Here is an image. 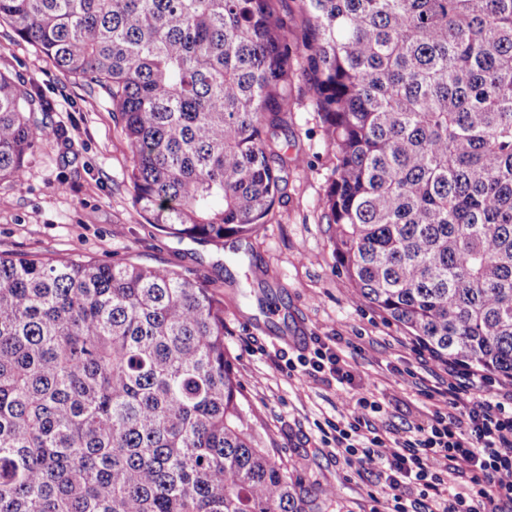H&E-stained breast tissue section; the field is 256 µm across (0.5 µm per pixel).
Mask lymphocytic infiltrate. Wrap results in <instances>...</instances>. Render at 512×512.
Here are the masks:
<instances>
[{
  "label": "lymphocytic infiltrate",
  "mask_w": 512,
  "mask_h": 512,
  "mask_svg": "<svg viewBox=\"0 0 512 512\" xmlns=\"http://www.w3.org/2000/svg\"><path fill=\"white\" fill-rule=\"evenodd\" d=\"M312 342L311 354L289 363V372L353 384L331 338ZM450 374L439 407L404 436L371 429L383 407L368 394L354 399L340 419L319 424L350 472L374 469L384 477L386 495L373 512H512V396L501 395L488 377L456 367ZM452 473L464 484L451 492Z\"/></svg>",
  "instance_id": "1"
}]
</instances>
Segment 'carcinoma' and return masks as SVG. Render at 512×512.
<instances>
[{
	"instance_id": "1",
	"label": "carcinoma",
	"mask_w": 512,
	"mask_h": 512,
	"mask_svg": "<svg viewBox=\"0 0 512 512\" xmlns=\"http://www.w3.org/2000/svg\"><path fill=\"white\" fill-rule=\"evenodd\" d=\"M0 0V25L102 92L133 203L246 240L286 185L296 74L336 165L324 219L355 300L442 362L512 382V0ZM0 71V181L47 112ZM224 300L164 266L0 254V512H316L255 432Z\"/></svg>"
}]
</instances>
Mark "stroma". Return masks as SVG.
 Masks as SVG:
<instances>
[{
    "instance_id": "35a3bbf8",
    "label": "stroma",
    "mask_w": 512,
    "mask_h": 512,
    "mask_svg": "<svg viewBox=\"0 0 512 512\" xmlns=\"http://www.w3.org/2000/svg\"><path fill=\"white\" fill-rule=\"evenodd\" d=\"M0 70L51 105L34 115L49 135L24 176L0 182V252L162 265L223 297L224 347L265 445L319 491V512H371L385 494L383 480L374 471L348 472L318 430L345 411L348 388L289 374L287 360L308 353L313 337H334L356 384L383 405L373 428L392 437L434 411L432 395L447 387L449 366L377 310L352 302V284L322 219L336 151L304 78L291 87L282 140L301 164L289 166L268 224L251 239L216 247L171 237L136 210L127 180L131 154L102 94L62 73L6 26ZM252 264L265 269L263 280L246 278Z\"/></svg>"
}]
</instances>
